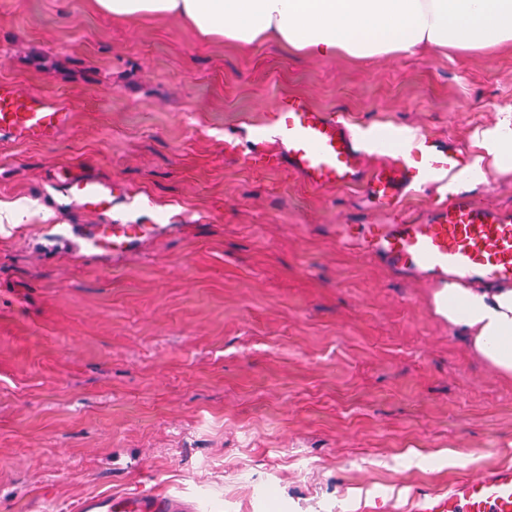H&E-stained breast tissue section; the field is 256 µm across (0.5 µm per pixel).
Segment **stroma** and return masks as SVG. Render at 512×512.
<instances>
[{
    "instance_id": "35a3bbf8",
    "label": "stroma",
    "mask_w": 512,
    "mask_h": 512,
    "mask_svg": "<svg viewBox=\"0 0 512 512\" xmlns=\"http://www.w3.org/2000/svg\"><path fill=\"white\" fill-rule=\"evenodd\" d=\"M2 81L62 95L72 120L0 141V209H27L0 223V512L133 490L195 512H410L512 465V379L427 281L336 240L390 210L227 143L299 94L469 150L512 118V44L363 66L89 0H0ZM62 169L125 194L106 214L51 206ZM121 217L158 230L122 257L48 243Z\"/></svg>"
}]
</instances>
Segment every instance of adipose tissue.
<instances>
[{"mask_svg":"<svg viewBox=\"0 0 512 512\" xmlns=\"http://www.w3.org/2000/svg\"><path fill=\"white\" fill-rule=\"evenodd\" d=\"M96 11L129 20L175 17L201 37L243 45L271 41L313 57L381 55L426 49L467 52L512 42V0H90ZM465 175L512 171V120L475 134ZM435 311L467 329L472 346L498 374L512 376V287L460 282L435 295Z\"/></svg>","mask_w":512,"mask_h":512,"instance_id":"adipose-tissue-1","label":"adipose tissue"}]
</instances>
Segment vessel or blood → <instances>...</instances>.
<instances>
[{
  "label": "vessel or blood",
  "mask_w": 512,
  "mask_h": 512,
  "mask_svg": "<svg viewBox=\"0 0 512 512\" xmlns=\"http://www.w3.org/2000/svg\"><path fill=\"white\" fill-rule=\"evenodd\" d=\"M71 118L70 106L49 94L0 83V139L48 141ZM365 154L340 115L288 95L250 131L247 158L261 166H287L317 188L365 185L384 205L434 188L431 223H412L397 211L386 224L337 225V239L380 258L402 278H422L436 288L454 279L488 288L512 283V210L479 204L459 184L457 176L468 164L463 151L419 136L370 174L362 166ZM59 187L78 206L101 213L123 193L119 185L87 174L70 175ZM147 230L144 224H90L78 232L79 247L119 254L134 248ZM187 509L167 494L91 496L77 505L78 512ZM410 512H512V466L460 479L444 495L419 493Z\"/></svg>",
  "instance_id": "1"
}]
</instances>
